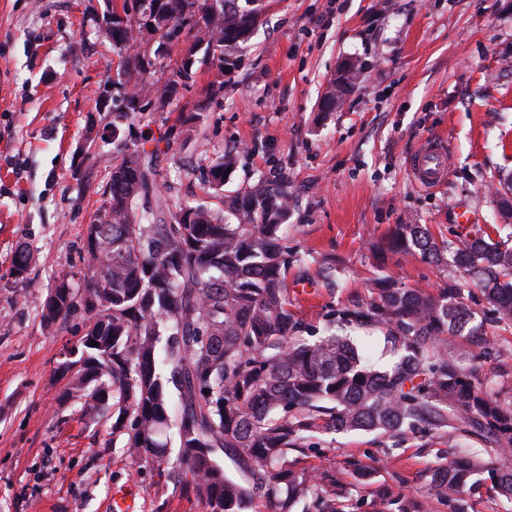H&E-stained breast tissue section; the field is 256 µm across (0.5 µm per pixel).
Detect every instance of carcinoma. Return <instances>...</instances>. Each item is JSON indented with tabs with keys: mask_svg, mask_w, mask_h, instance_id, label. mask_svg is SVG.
<instances>
[{
	"mask_svg": "<svg viewBox=\"0 0 512 512\" xmlns=\"http://www.w3.org/2000/svg\"><path fill=\"white\" fill-rule=\"evenodd\" d=\"M266 0H96L87 7L98 38L120 58L112 94V141L118 152L98 190L97 243L82 267L63 280L83 300L43 305L53 326L83 309L88 317L65 396L86 414L112 409V442L135 459L167 461L188 497L220 512H249L260 499L269 512H338L336 480L295 468L289 454L313 447L324 431L459 433L506 458L512 454V404L482 381L479 368L448 355V339L484 342L487 332L462 301V280L481 288L512 323V246L481 233L459 244L438 243L424 224H397L385 242L393 253L438 262L453 253L459 275L436 294L374 279L364 326L384 327L398 355L379 370L362 357L336 322L311 341L288 309V191L258 179L227 200L224 210L176 203L158 187L159 141L124 140V125L144 112H163L197 73L238 70ZM156 34L150 45L143 29ZM190 43L167 79L164 59ZM32 256L16 253L14 275L28 278ZM176 396L171 413L169 397ZM232 456L247 476L225 470ZM487 469L497 492L512 499V468L465 453L442 459L430 484L451 499Z\"/></svg>",
	"mask_w": 512,
	"mask_h": 512,
	"instance_id": "carcinoma-1",
	"label": "carcinoma"
}]
</instances>
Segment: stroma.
Here are the masks:
<instances>
[{
  "instance_id": "1",
  "label": "stroma",
  "mask_w": 512,
  "mask_h": 512,
  "mask_svg": "<svg viewBox=\"0 0 512 512\" xmlns=\"http://www.w3.org/2000/svg\"><path fill=\"white\" fill-rule=\"evenodd\" d=\"M85 0H0V512H113L115 492L134 491L133 512H206L183 496L167 465L127 456L112 444V416L84 415L65 399L59 351L77 344V313L44 327L49 289L81 266L95 189L111 160L112 112L94 95L117 78L118 58L101 45ZM357 85L331 112L321 96L346 61ZM200 65L165 112H147L126 132L167 140L159 188L180 202L204 201L201 167L232 155L224 192L258 177L287 181L288 234L301 263L288 270V299L308 334L323 335L332 313L366 310L373 247L397 224H426L454 242L471 227L512 245L493 201L512 177V0H268L242 67L225 77ZM197 120L186 122L193 105ZM446 140L451 171L439 188L414 186L407 161L425 140ZM466 210L473 225L458 223ZM32 256L29 280L13 274L18 248ZM385 270L429 293L443 286L436 264L391 255ZM466 306L483 320L492 347L455 343L452 356L480 365L512 403V324L497 320L474 286ZM373 364L394 357L386 330L337 325ZM459 438L376 432L331 433L291 452L297 467L335 476L339 503L373 512L379 491L414 498L421 512H512L487 473L453 499L430 490L440 458ZM369 467L359 484L348 463Z\"/></svg>"
}]
</instances>
